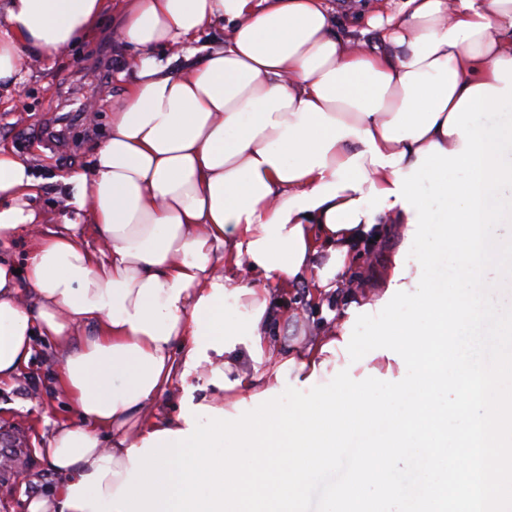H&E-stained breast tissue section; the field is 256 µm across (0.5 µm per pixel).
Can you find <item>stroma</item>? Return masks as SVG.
Here are the masks:
<instances>
[{"instance_id":"obj_1","label":"stroma","mask_w":512,"mask_h":512,"mask_svg":"<svg viewBox=\"0 0 512 512\" xmlns=\"http://www.w3.org/2000/svg\"><path fill=\"white\" fill-rule=\"evenodd\" d=\"M124 0H111L101 28L79 39L51 62L31 59L14 99L0 101V145L39 169L50 182L40 201L42 211L58 215L61 203L53 177L85 166L93 142L104 135L110 112L124 89L118 74L125 69V51L118 39V16ZM401 245L400 234L382 236L363 246V256L342 287L325 299L309 298L299 282L282 289L270 287L269 299L279 302L286 319L280 335L304 347L313 337L334 329L350 303L375 304L383 295L384 270ZM59 362L55 345L36 338L33 356L22 375L0 383V512H27L26 500L37 490L16 475L27 472L42 480L51 471L34 454L41 432L70 418L69 401L52 373Z\"/></svg>"}]
</instances>
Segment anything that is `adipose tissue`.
Segmentation results:
<instances>
[{
  "instance_id": "adipose-tissue-1",
  "label": "adipose tissue",
  "mask_w": 512,
  "mask_h": 512,
  "mask_svg": "<svg viewBox=\"0 0 512 512\" xmlns=\"http://www.w3.org/2000/svg\"><path fill=\"white\" fill-rule=\"evenodd\" d=\"M107 9L0 0V96L15 94L26 60L55 58ZM221 23L225 41L191 48ZM117 33L133 76L88 166L60 179L75 213L63 230H39L47 180L0 147V381L49 337L77 416L36 449L57 480L28 512H92L67 498L101 465L103 498L117 494L130 449L187 429L157 402L203 365L210 406L229 413L279 388L283 367L291 382H325L329 337L291 350L267 287L330 292L377 225L408 234L399 204L337 231L327 214L394 188L429 145L462 148L445 123L467 89L495 85L497 61L512 63V0H386L355 38L337 34L328 0H128ZM171 46L180 68L157 56ZM23 234L19 269L9 249ZM244 265L258 282L233 279Z\"/></svg>"
}]
</instances>
